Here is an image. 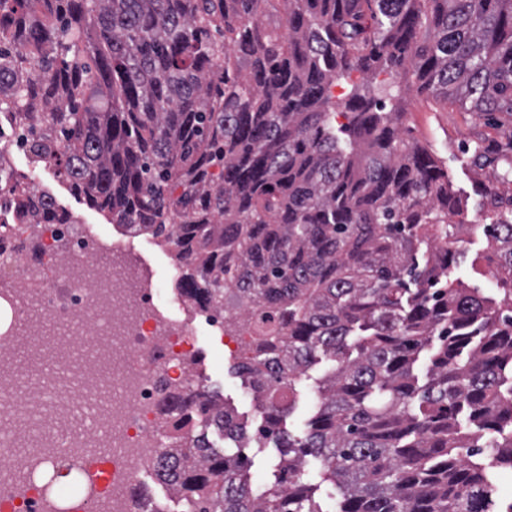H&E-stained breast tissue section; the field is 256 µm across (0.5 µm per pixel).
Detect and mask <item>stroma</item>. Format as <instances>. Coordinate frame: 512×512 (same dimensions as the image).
Returning <instances> with one entry per match:
<instances>
[{"mask_svg": "<svg viewBox=\"0 0 512 512\" xmlns=\"http://www.w3.org/2000/svg\"><path fill=\"white\" fill-rule=\"evenodd\" d=\"M398 106L404 112L403 126L409 135L429 147L447 169L454 190L467 201L466 212L458 218V247L465 253L460 276L479 287H490L493 264L487 259L478 187L483 183L493 185L501 193L512 195V184L500 182L496 167L476 168L470 150L480 146L495 152L512 146V115L499 112L494 118L487 119L465 111L457 104H447L433 96L413 91L405 94ZM10 165L21 179L35 183L52 194L60 208L77 217L86 228L97 232L104 226L103 216L59 176L54 167L33 164L22 152L11 154ZM126 257L149 272L159 271L174 263L171 248L147 234L133 237ZM194 324L199 330L194 375L206 379L249 425H259L262 411L247 393L241 378L231 372L230 353L224 350L216 337L211 336L203 317H196ZM330 368L329 361H320L297 382L296 408L287 420L291 434L304 435L306 422L317 404V383Z\"/></svg>", "mask_w": 512, "mask_h": 512, "instance_id": "stroma-1", "label": "stroma"}]
</instances>
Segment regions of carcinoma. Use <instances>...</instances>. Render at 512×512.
I'll use <instances>...</instances> for the list:
<instances>
[{"mask_svg":"<svg viewBox=\"0 0 512 512\" xmlns=\"http://www.w3.org/2000/svg\"><path fill=\"white\" fill-rule=\"evenodd\" d=\"M381 75L512 113V0H0V115L31 161L172 245L202 308L267 310L232 366L263 425L162 389L154 472L190 509L325 512L301 481L315 456L338 512H512L492 478L512 469V196H485L499 278L471 287L461 200ZM3 204L34 230L78 223L0 159ZM323 357L294 437L296 382ZM262 439L279 460L257 488L243 449Z\"/></svg>","mask_w":512,"mask_h":512,"instance_id":"carcinoma-1","label":"carcinoma"}]
</instances>
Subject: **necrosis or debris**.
Masks as SVG:
<instances>
[{"label":"necrosis or debris","instance_id":"necrosis-or-debris-1","mask_svg":"<svg viewBox=\"0 0 512 512\" xmlns=\"http://www.w3.org/2000/svg\"><path fill=\"white\" fill-rule=\"evenodd\" d=\"M39 262L0 247L1 298L11 313L0 334V505L10 512H140L132 488L165 445L152 418L161 386L197 393L187 361L196 330L185 318L159 320L138 272L113 257L125 239L100 243L73 224L41 227ZM69 237L59 256L53 234ZM112 483L59 497L57 476L83 483L99 464Z\"/></svg>","mask_w":512,"mask_h":512}]
</instances>
